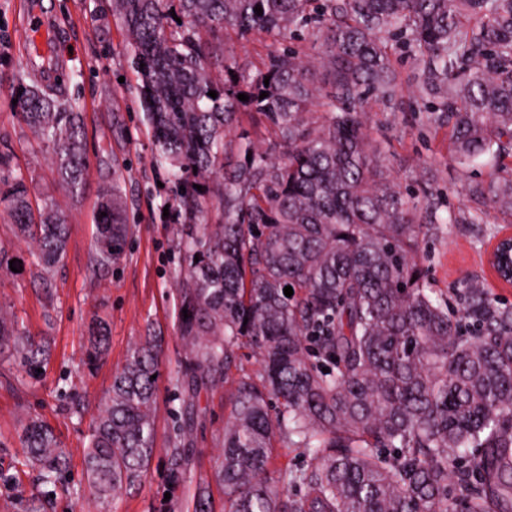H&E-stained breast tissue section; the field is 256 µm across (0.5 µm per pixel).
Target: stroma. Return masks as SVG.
I'll return each mask as SVG.
<instances>
[{"label": "stroma", "instance_id": "35a3bbf8", "mask_svg": "<svg viewBox=\"0 0 512 512\" xmlns=\"http://www.w3.org/2000/svg\"><path fill=\"white\" fill-rule=\"evenodd\" d=\"M52 24L55 53L61 66L47 88L62 105L78 107L85 132V188L74 195L61 188L51 156L12 103L0 91V153H12L1 178L23 174L31 203L53 204L66 218L70 235L66 253L48 279L36 278L32 246L17 237L12 220L0 207V246L18 259L17 269L0 270V307L12 312L21 328L42 337L50 359L40 377L24 372L18 361L0 357V512H29L32 500L44 512H74L76 495L86 492L85 452L92 417L112 383V375L147 332L163 338L160 377L156 384L155 451L146 479L89 512H195L196 481L212 478L224 446V424L231 411L233 378L255 375L260 363L250 350L238 352L232 380L222 387L201 388L199 417L187 445L191 472L171 484L170 448L181 442L177 381L181 352L176 288L185 263L178 226L164 216L169 188L152 165V138L137 96L139 76L126 38L112 13L111 0H0V72L14 82L32 84L25 65L24 28L29 15ZM403 92L396 111L370 99V124L387 141L384 164L390 180L418 196H431L440 214L489 211L484 201L467 195L465 178L448 151L445 131L434 130L414 98L421 69L408 55L397 57ZM119 181L126 204L129 234L120 260L108 272L92 270L98 218V191ZM502 225L441 224L420 243L419 260L436 291L459 302V286L481 278L491 295L512 303V288L498 285L485 252ZM108 324L107 352L95 367L84 363L94 319ZM36 415L54 430L69 457L64 487L41 484L25 464L19 442L20 421Z\"/></svg>", "mask_w": 512, "mask_h": 512}]
</instances>
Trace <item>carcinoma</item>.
I'll return each mask as SVG.
<instances>
[{
	"label": "carcinoma",
	"mask_w": 512,
	"mask_h": 512,
	"mask_svg": "<svg viewBox=\"0 0 512 512\" xmlns=\"http://www.w3.org/2000/svg\"><path fill=\"white\" fill-rule=\"evenodd\" d=\"M112 11L140 78L152 161L181 220L182 436L193 432L199 387L223 386L241 348L260 358V382L237 379L224 426L214 474L224 512H512V304L469 280L450 311L428 286L418 263L427 225L472 217H443L432 203L426 224L416 223L419 202L382 176L384 141L363 112L373 96L394 104L403 45L422 67V111L451 128L456 167L494 163L467 194L511 224L512 0H112ZM229 28L271 44L255 72L222 52L219 85L203 34ZM12 97L59 183L81 192L80 112L38 85L14 84ZM245 114L267 125L265 142L238 131ZM221 173L222 223L199 226ZM0 205L49 272L69 224L49 203L33 212L21 173ZM98 205L95 263L104 270L129 232L117 183ZM105 341L100 322L87 364L101 360ZM5 346L31 376L50 357L0 309ZM160 353V337L145 336L98 406L86 454L95 501L146 477ZM277 441L304 449L309 465L270 470ZM21 443L42 483L56 486L68 457L53 430L29 417ZM190 462L187 449H170L173 478ZM211 496L210 482L196 483V512H209Z\"/></svg>",
	"instance_id": "1"
}]
</instances>
